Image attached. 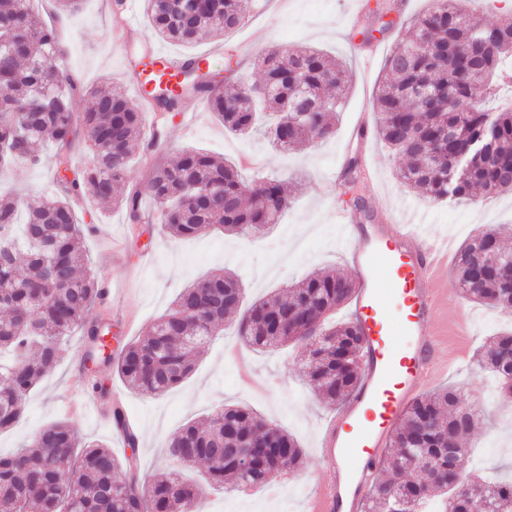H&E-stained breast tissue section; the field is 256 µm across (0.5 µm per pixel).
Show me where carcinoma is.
<instances>
[{
    "instance_id": "cac0c4a2",
    "label": "carcinoma",
    "mask_w": 512,
    "mask_h": 512,
    "mask_svg": "<svg viewBox=\"0 0 512 512\" xmlns=\"http://www.w3.org/2000/svg\"><path fill=\"white\" fill-rule=\"evenodd\" d=\"M154 35L191 46L242 26L251 0H199L196 12L181 23L169 20L161 0H145ZM458 0H431L430 8L412 21L415 35L385 62L386 74L376 97L378 134L402 158L397 178L406 188L434 201H480L478 187L489 193L512 192V104L492 110L501 91L512 92V18H474ZM0 147L21 148L5 158L0 175L19 163L37 165L44 147L56 146L57 196L26 202L0 198V352L12 360L0 366V431L22 418L24 399L56 364L64 337L78 330L93 348L115 364L131 387L159 396L180 384L194 369V358L211 337L224 330V319L238 314V335L257 349L300 345L304 368L322 401L334 406L349 397L361 378L362 336L354 321H332L347 303L354 282L339 273H312L292 286L242 307L243 288L226 270L192 283L150 332L125 344L117 355L106 353L110 329L90 317L101 300L100 284L83 246L85 226L73 201L88 194L121 208L129 224L143 218L142 194L159 206L161 224L177 238L222 230L258 234L278 223L292 202V191L275 179L243 182L235 163L221 161L195 147H183L171 162L152 164L145 190H119L128 180L135 153L154 155L143 136L145 115L129 97L101 87H85L57 60L64 54L56 30L33 13L29 0H0ZM238 63L228 59L226 76L202 72L196 56L183 69L194 79L177 91L152 96L157 111L179 110L184 97L201 96L224 128L248 138L259 132L281 150L334 136L336 103L349 75L345 65L309 47L271 49L261 55L263 84L275 95L254 99L244 89L224 91V79L236 76ZM306 102L323 107L282 132L279 113L296 88ZM85 101L75 115L72 99ZM85 145L92 158L77 167ZM468 154L467 171L448 179V156ZM361 161L348 158L344 183L356 186ZM512 257V248L495 229L479 231L456 254V286L466 299L512 312V280L488 267L471 277L468 260L478 249ZM319 331L312 337L310 333ZM512 345V330L488 339L480 348L479 367L499 380L503 403L512 398V369L490 354ZM468 418L471 430L481 416L464 394L444 387L416 399L391 432L397 448L369 488L365 512H422L437 499L439 512H464L465 500L481 502L480 512H512V481L497 483L463 474V455L448 454L461 433L454 416ZM112 420L125 430L134 448L137 436L126 429L125 412L115 407ZM259 446L244 472L235 457L217 461V448ZM167 455L181 466L206 465L209 482L230 481L263 486L276 478L280 463L297 471L304 463L298 442L256 411L224 406L203 424L188 422L167 444ZM135 460L117 458L107 447L79 438L72 423L59 419L40 428L29 444L0 457V512H197L203 489L172 470L139 484Z\"/></svg>"
}]
</instances>
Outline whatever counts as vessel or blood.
Returning a JSON list of instances; mask_svg holds the SVG:
<instances>
[{
	"label": "vessel or blood",
	"mask_w": 512,
	"mask_h": 512,
	"mask_svg": "<svg viewBox=\"0 0 512 512\" xmlns=\"http://www.w3.org/2000/svg\"><path fill=\"white\" fill-rule=\"evenodd\" d=\"M182 65L161 51L149 74L132 71L128 77L137 90L148 80L175 89ZM341 222L355 273L350 316L363 336L361 380L319 434L329 477L310 512H362L393 425L456 362L439 326L442 313L453 306L443 286L453 267L448 237L420 234L411 223L355 224L347 215Z\"/></svg>",
	"instance_id": "vessel-or-blood-1"
}]
</instances>
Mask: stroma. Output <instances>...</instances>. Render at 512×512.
I'll return each instance as SVG.
<instances>
[{"label": "stroma", "mask_w": 512, "mask_h": 512, "mask_svg": "<svg viewBox=\"0 0 512 512\" xmlns=\"http://www.w3.org/2000/svg\"><path fill=\"white\" fill-rule=\"evenodd\" d=\"M117 3L82 0L80 10L72 14L58 13L52 0H36L35 7L65 39L68 52L63 64L84 86L106 79L113 91L131 98L135 92L125 73L126 60L150 48L180 56L185 50L151 35L144 27L147 17L143 14L138 17L141 31L125 44L115 43L113 30L123 22ZM427 6L428 0H412L410 11L402 13L384 34V53L367 66L358 61L365 46L349 37L355 25L353 0H254L252 16L244 26L197 45L200 53L222 46V55L209 60L211 70L223 71L226 57H233L240 63L238 79L250 84L260 79L255 62L265 50L314 46L346 64L349 86L338 107L334 137L288 153L271 148L262 138L239 139L208 111L195 112L189 126L170 124L168 147L162 152L165 159H173L179 145L193 143L231 161L240 155L257 157L260 164L246 168V179L267 176L295 185L292 207L279 224L261 235L211 232L174 239L158 231L160 211L156 207H146L142 223L129 224L121 210L82 198L79 210L94 214L102 226L100 232L86 237L85 248L100 282L112 287L94 313L111 320L116 335L113 350L146 335L182 288L220 269L233 270L241 277L250 301L323 268L352 275L342 248L344 227L338 224L336 213L344 205L337 178L347 157L355 153L373 172L374 190L364 196L370 223H383L390 214L398 218L420 215L425 233L448 236L457 246L486 227L512 232V194H492L479 205L420 198L399 184L396 172L402 160L389 153L379 137L361 142L354 136L361 120L377 123L374 100L385 74L386 55L411 38L410 19ZM457 306L470 316L473 328L467 336L449 335V343L464 357L443 382L464 385L469 398L482 404L488 397L483 388L486 377L474 353L488 336L511 324L512 318L489 313L463 299ZM86 349L82 336L68 339L62 360L27 396L21 422L0 433V455L10 454L40 426L66 415L84 440L106 444L119 456L127 453L114 426L100 422L92 411L94 402L106 400L120 405L136 423L140 440L137 477L146 482L171 470L166 444L181 426L226 405H246L296 437L305 451L304 464L301 470L284 472L277 488L253 489L245 499L220 487L207 489L203 505L210 512H307L314 485L328 477L317 440L332 410L310 383L300 348L257 351L241 341L236 325H225L222 335L197 360L193 374L159 397L128 388L107 363L74 371V359L83 357ZM466 442L471 450L463 464L466 472L512 477V421L507 416L485 413Z\"/></svg>", "instance_id": "obj_1"}]
</instances>
